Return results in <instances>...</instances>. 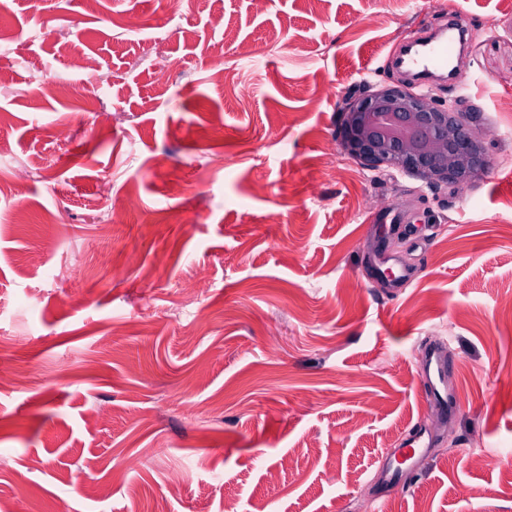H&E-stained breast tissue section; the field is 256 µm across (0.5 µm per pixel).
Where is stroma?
Segmentation results:
<instances>
[{
  "label": "stroma",
  "mask_w": 512,
  "mask_h": 512,
  "mask_svg": "<svg viewBox=\"0 0 512 512\" xmlns=\"http://www.w3.org/2000/svg\"><path fill=\"white\" fill-rule=\"evenodd\" d=\"M454 13L465 90L418 89L489 172L433 190L363 168L343 99L407 83L395 55ZM1 31L0 184L30 178L0 195V368L32 382L0 386V512H512V0H0ZM382 251L407 283L380 280ZM441 334L445 421L419 374ZM420 427L432 447L387 489L379 459Z\"/></svg>",
  "instance_id": "1"
}]
</instances>
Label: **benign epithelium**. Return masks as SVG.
Wrapping results in <instances>:
<instances>
[{
	"label": "benign epithelium",
	"instance_id": "benign-epithelium-1",
	"mask_svg": "<svg viewBox=\"0 0 512 512\" xmlns=\"http://www.w3.org/2000/svg\"><path fill=\"white\" fill-rule=\"evenodd\" d=\"M340 143L370 170L412 171L432 188H463L491 166L482 138L465 128L452 104L403 84L345 97Z\"/></svg>",
	"mask_w": 512,
	"mask_h": 512
}]
</instances>
